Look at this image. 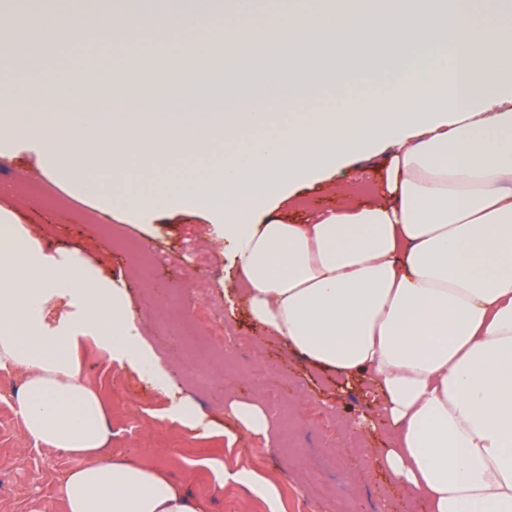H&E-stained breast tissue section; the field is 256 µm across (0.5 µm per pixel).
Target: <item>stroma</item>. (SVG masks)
I'll return each mask as SVG.
<instances>
[{
	"label": "stroma",
	"mask_w": 512,
	"mask_h": 512,
	"mask_svg": "<svg viewBox=\"0 0 512 512\" xmlns=\"http://www.w3.org/2000/svg\"><path fill=\"white\" fill-rule=\"evenodd\" d=\"M218 29L198 37L172 29L151 41L131 40L109 53L83 46L36 59L15 81L0 84V92L20 94L53 70L60 85L72 74H98L124 65L128 58H163L177 44L219 41ZM385 153L352 159L349 166L324 182L298 190L277 216L304 222L317 211L347 201L366 200L381 188ZM28 227L48 252L81 253L92 257L104 276L124 285L133 312L145 324V336L162 366L178 355L168 342L164 304L179 299L184 316L212 312L235 327L231 338L213 337L205 357L177 371L178 397L188 399L212 423L204 435L167 417L169 399L128 367L113 362L92 338H84V376L103 397L109 419L112 456L134 455L162 467L206 512H268L249 488L220 484L213 463L246 469L277 479L281 512H425L423 504L407 499L389 475L374 464L371 449L386 447L382 429H366L357 438L344 426L370 413L367 379L339 378L288 351L280 339L251 326L239 303L240 284L234 261L224 243L211 234L203 210L156 211L145 223L122 227L124 244L113 247L94 224H48ZM164 254L163 268H143L153 253ZM206 283V295L195 286ZM15 376H0V512H65L57 493L59 477L79 466V459L20 440ZM261 400L269 417L267 436L245 440L235 431L226 406L234 400ZM368 456L357 458L353 443Z\"/></svg>",
	"instance_id": "1"
}]
</instances>
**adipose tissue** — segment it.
I'll return each instance as SVG.
<instances>
[{
	"label": "adipose tissue",
	"instance_id": "1",
	"mask_svg": "<svg viewBox=\"0 0 512 512\" xmlns=\"http://www.w3.org/2000/svg\"><path fill=\"white\" fill-rule=\"evenodd\" d=\"M257 4L225 13L222 55L181 43L178 70L108 112L83 74L64 88L44 73L39 100L0 108V149L36 126L42 175L120 223L207 211L255 327L321 368L372 376L381 403L348 428L385 424L374 457L408 497L427 512H512V35L480 21L486 0H301L262 24ZM95 7L137 29L185 23ZM66 17V46L111 47L79 13L0 0L7 31ZM386 145L379 197L309 223L274 217L297 188ZM84 330L172 392L125 289L0 217V369L20 383L25 438L81 461L59 480L65 512H204L162 468L108 458Z\"/></svg>",
	"mask_w": 512,
	"mask_h": 512
}]
</instances>
